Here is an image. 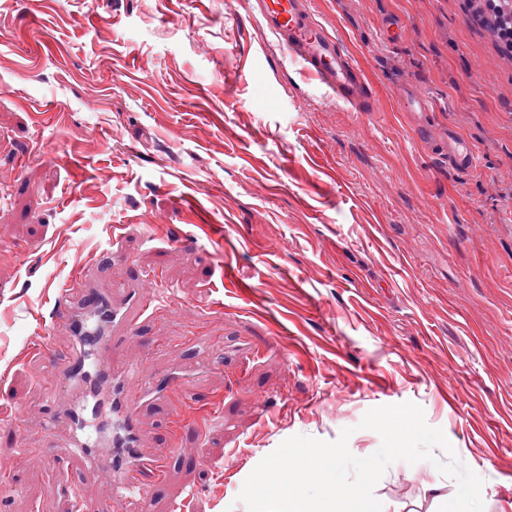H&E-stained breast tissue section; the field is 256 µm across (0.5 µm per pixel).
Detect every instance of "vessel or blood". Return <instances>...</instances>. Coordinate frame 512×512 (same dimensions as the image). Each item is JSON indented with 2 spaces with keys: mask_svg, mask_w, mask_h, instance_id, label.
<instances>
[{
  "mask_svg": "<svg viewBox=\"0 0 512 512\" xmlns=\"http://www.w3.org/2000/svg\"><path fill=\"white\" fill-rule=\"evenodd\" d=\"M262 18L278 47L290 51L308 78L332 90L337 101L360 104L369 97L365 72L315 18L310 0H260ZM399 101L407 112H428V97L413 82L399 90ZM442 149L450 166L459 171L476 167L477 156L468 140L455 128H447ZM98 274L94 260L82 263L76 274L60 282L57 308L50 316V330L65 329L73 343L68 354H60L47 340L29 346V354L61 366V380L68 399L53 421L52 431L63 424L69 432L72 455L81 460L85 480L107 475L112 487L110 502L84 501L83 512H124L128 502L145 500L147 493L163 482L172 448L153 455L139 451L138 416L142 408L162 399L180 385L177 375L142 378L135 365L112 367L102 361L116 337L138 333L133 308H164L151 282L129 287L114 284L112 292L94 285Z\"/></svg>",
  "mask_w": 512,
  "mask_h": 512,
  "instance_id": "obj_1",
  "label": "vessel or blood"
}]
</instances>
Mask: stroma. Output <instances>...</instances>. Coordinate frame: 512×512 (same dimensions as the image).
I'll list each match as a JSON object with an SVG mask.
<instances>
[{
	"mask_svg": "<svg viewBox=\"0 0 512 512\" xmlns=\"http://www.w3.org/2000/svg\"><path fill=\"white\" fill-rule=\"evenodd\" d=\"M313 9L376 111L308 83L257 0H0V461L13 464L0 512H81L111 495L84 481L65 429L41 432L61 373L26 353L52 282L91 256L102 288L149 276L174 290V309L140 315L111 353L184 381L140 414L144 451L180 450L149 512H246V478L284 440L349 427L366 457L381 438L359 429L364 414L403 402L483 479L484 512H512V66L461 0ZM392 20L407 37H386ZM407 79L478 171L415 139L394 96ZM116 224L120 261L97 251ZM228 264L250 296L225 285ZM196 400L204 410L171 436ZM456 491L431 462H398L375 495L383 512H438ZM448 141L441 146L448 155V163L458 171H470L477 165L475 150L468 140L455 128L449 126L445 130Z\"/></svg>",
	"mask_w": 512,
	"mask_h": 512,
	"instance_id": "obj_1",
	"label": "stroma"
}]
</instances>
